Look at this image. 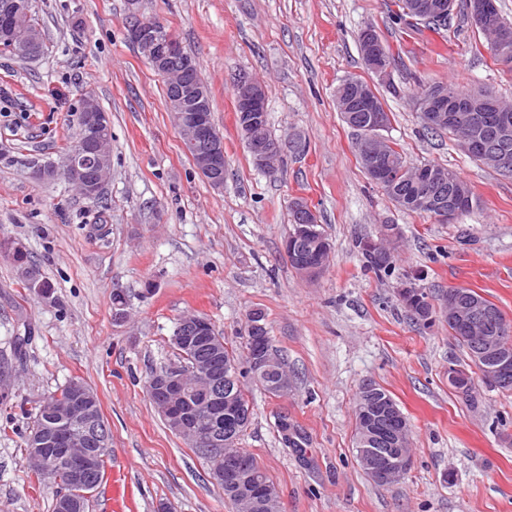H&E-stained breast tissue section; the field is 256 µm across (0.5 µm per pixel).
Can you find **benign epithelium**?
I'll return each instance as SVG.
<instances>
[{
	"mask_svg": "<svg viewBox=\"0 0 512 512\" xmlns=\"http://www.w3.org/2000/svg\"><path fill=\"white\" fill-rule=\"evenodd\" d=\"M25 0H0V17L4 24H17L24 15ZM454 0H421L416 11L425 19H445L452 14ZM129 39L163 78L169 79V87L176 102L173 112L175 124L185 135L186 143L196 147L195 157L201 165V175L215 188L224 185V138L214 123L203 115L208 107V97L199 87L183 80L174 70V62L181 52L179 41L159 22L149 23L136 16L130 18ZM366 45L365 60L371 72L383 79L389 75L391 65L374 31L363 32ZM236 112L238 129L247 138L255 166L266 172L276 173L277 159L288 152L295 142L282 138L269 140L263 133L266 120V91L264 85L246 75L236 79ZM425 112L427 124L433 127H456L461 124H479L486 135L480 141L464 138L461 147L469 154L477 153L495 164H503L506 148L512 140V114L497 110L490 114L477 101L465 99L453 109L448 108V94L433 89L426 100L419 102ZM341 109L347 121L362 128L354 141V148L366 167L382 180H389L394 172L387 166L381 150L384 142L382 123L364 124L365 113L380 111L376 99L360 90L351 98L342 99ZM98 140L94 135L80 142L63 166L61 173L68 180L84 178L86 167L98 155ZM418 180L424 193L416 202L436 209V218L451 224L460 215L463 205L456 199H438L432 193L442 176L432 168H422ZM284 252L288 260L300 268L309 279L317 277L327 264L331 254L325 236L314 225L302 222L287 237ZM440 319L454 325L468 335L472 343V357L481 369L482 377L492 383L507 384L512 381V350L504 345L502 334L508 331L505 323H495L494 313L480 299L451 291L441 306L436 308ZM209 320L193 313L183 315L177 324L174 343L178 346L180 361L164 371H156L148 382V390L161 414L168 418L191 446L201 448L212 457L211 473L224 486V495L235 500L243 512H277L278 493L269 484L260 482L255 474L237 461L231 450L234 433L242 424L236 392L232 386H222L218 374L204 358L206 328ZM264 325L249 318L248 332L257 344L251 356L250 371L253 380L280 394L288 390L289 380L276 373L277 358L262 336ZM379 387L372 382L362 385V419L358 441L362 446L359 459L368 475L376 482L385 483L407 469L410 448L407 441L409 422L395 405H384L379 400ZM98 418L89 407V396L77 390L73 401L57 412V420L49 435L41 443L43 456L64 460L72 470L74 480L86 488L88 481L86 457L80 448L87 439L98 433ZM392 448L400 449L395 455L381 454L372 448L379 439Z\"/></svg>",
	"mask_w": 512,
	"mask_h": 512,
	"instance_id": "1",
	"label": "benign epithelium"
}]
</instances>
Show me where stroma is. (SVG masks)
Returning <instances> with one entry per match:
<instances>
[{"mask_svg": "<svg viewBox=\"0 0 512 512\" xmlns=\"http://www.w3.org/2000/svg\"><path fill=\"white\" fill-rule=\"evenodd\" d=\"M45 49L0 53V241L19 242L49 298L24 288L0 255V356L32 335L0 387V512H51L56 488L36 483L24 439L36 407L70 380L98 395L111 429L105 481L89 512H232L206 460L172 432L147 391L173 363L179 318L211 320L232 345L252 419L240 446L279 492L281 512H512V393L448 383L467 353L445 322L426 328L397 300L416 285L433 298L474 290L512 319V175L470 159L424 127L418 81L487 84L512 102V69L494 62L457 0L447 31L414 33L390 0H32ZM163 23L192 53L224 137V185L197 171L167 106L165 81L127 37L131 13ZM374 28L394 56L367 70L359 32ZM266 87L270 129L300 137L277 176L255 167L235 125L234 80ZM376 87L408 164L452 168L480 204L456 223L399 210L367 177L336 89ZM93 96L111 122L112 166L97 199L64 176L35 179L26 158L58 163ZM305 198L332 250L315 279L284 254L289 206ZM399 228L389 273L365 268L360 240ZM122 293L125 319H114ZM265 315L291 386L275 396L248 375L250 312ZM384 388L411 428V463L380 485L355 457L363 382ZM288 416L305 444L286 445Z\"/></svg>", "mask_w": 512, "mask_h": 512, "instance_id": "stroma-1", "label": "stroma"}]
</instances>
